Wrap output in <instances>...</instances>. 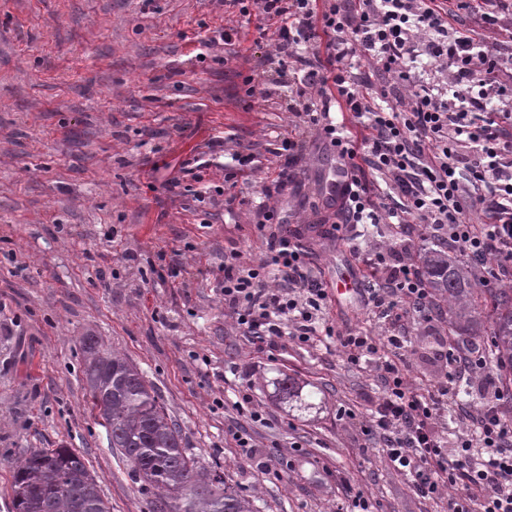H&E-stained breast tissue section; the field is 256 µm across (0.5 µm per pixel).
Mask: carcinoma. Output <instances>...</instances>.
Wrapping results in <instances>:
<instances>
[{
	"label": "carcinoma",
	"instance_id": "1",
	"mask_svg": "<svg viewBox=\"0 0 512 512\" xmlns=\"http://www.w3.org/2000/svg\"><path fill=\"white\" fill-rule=\"evenodd\" d=\"M417 261L437 309L446 308L457 319L462 311L451 307L453 302L478 310L481 295L447 255L423 243ZM79 345L90 404L131 476L152 493L150 512H254L224 480L220 466L207 468L184 448L180 430L136 365L93 336L81 338ZM487 355L512 375V287L493 297ZM268 384L290 410L309 412L322 402L321 389L279 370ZM13 507L14 512H110L84 456L70 448L24 453L14 469Z\"/></svg>",
	"mask_w": 512,
	"mask_h": 512
}]
</instances>
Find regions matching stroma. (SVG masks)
Segmentation results:
<instances>
[{"label": "stroma", "instance_id": "35a3bbf8", "mask_svg": "<svg viewBox=\"0 0 512 512\" xmlns=\"http://www.w3.org/2000/svg\"><path fill=\"white\" fill-rule=\"evenodd\" d=\"M238 28V47L201 43ZM254 23L218 0H0V512H13V466L31 448L82 454L112 512H149L88 404L79 340L101 337L139 367L183 444L224 476L257 512H352L350 488L373 512H448L447 497L417 496L358 418L378 394L373 372L348 363L335 339H285L272 351L246 341L224 309V255L262 258L255 202L281 163L287 92L245 96L248 60L263 55ZM216 149H209V141ZM249 147L259 170L231 155ZM205 165L183 174L182 164ZM325 152L310 143L298 185L274 204L329 285L360 279L358 254L396 236L392 225L344 243L312 224ZM180 185L168 189L167 182ZM183 266L191 278L169 276ZM490 311L466 331L417 329L410 379L429 389L442 342H485ZM335 330L375 324L357 295L330 298ZM319 387V409L300 416L272 396L273 369ZM250 395L265 424L237 402ZM248 427L262 473L232 439Z\"/></svg>", "mask_w": 512, "mask_h": 512}]
</instances>
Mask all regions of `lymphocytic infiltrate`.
<instances>
[{
    "mask_svg": "<svg viewBox=\"0 0 512 512\" xmlns=\"http://www.w3.org/2000/svg\"><path fill=\"white\" fill-rule=\"evenodd\" d=\"M260 31L276 27L267 57L291 89L283 163L263 186L266 204L296 181L310 138L343 158L350 179L331 211L329 234L392 224L388 248L363 257V308L378 333H335L329 294L292 234L269 235L264 257L246 267L224 257V307L253 345L274 348L335 336L351 363L376 358L380 393L370 430L388 459L424 498L448 512H512V420L501 412L512 387L489 381L492 363L474 343L441 348L433 389L413 387L396 357L419 325L440 316L414 264L415 241L433 239L461 258L484 288L512 282V0H225ZM390 184L380 198L371 181ZM481 379L477 405L457 382ZM457 407L466 425L447 453L441 416Z\"/></svg>",
    "mask_w": 512,
    "mask_h": 512,
    "instance_id": "1",
    "label": "lymphocytic infiltrate"
}]
</instances>
